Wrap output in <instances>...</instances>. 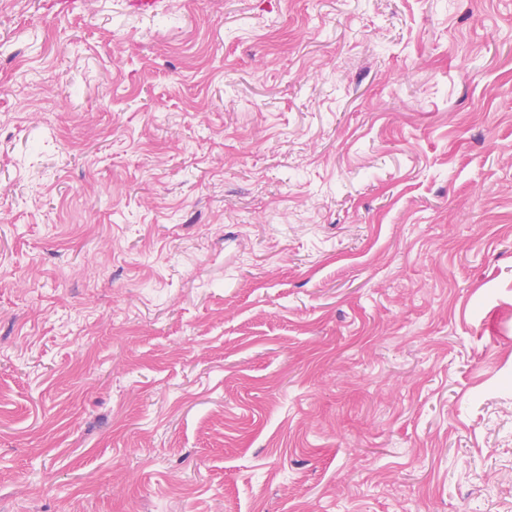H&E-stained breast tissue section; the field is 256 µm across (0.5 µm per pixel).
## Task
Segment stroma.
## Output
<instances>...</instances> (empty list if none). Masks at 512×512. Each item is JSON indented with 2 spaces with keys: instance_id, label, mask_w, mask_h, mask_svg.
I'll use <instances>...</instances> for the list:
<instances>
[{
  "instance_id": "stroma-1",
  "label": "stroma",
  "mask_w": 512,
  "mask_h": 512,
  "mask_svg": "<svg viewBox=\"0 0 512 512\" xmlns=\"http://www.w3.org/2000/svg\"><path fill=\"white\" fill-rule=\"evenodd\" d=\"M0 512H512V0H0Z\"/></svg>"
}]
</instances>
